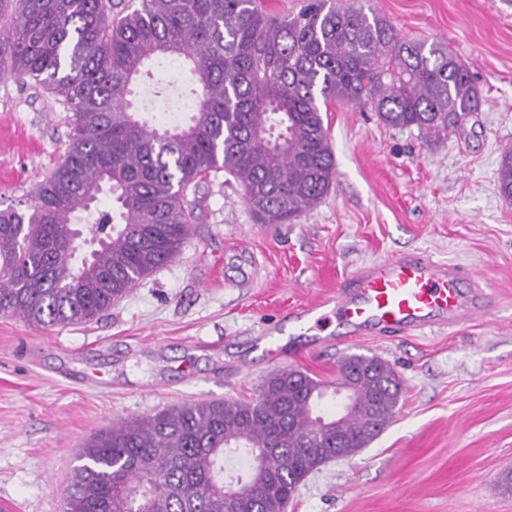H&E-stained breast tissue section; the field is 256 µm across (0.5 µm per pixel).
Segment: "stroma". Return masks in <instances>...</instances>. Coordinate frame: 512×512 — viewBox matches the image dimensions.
I'll use <instances>...</instances> for the list:
<instances>
[{"label":"stroma","mask_w":512,"mask_h":512,"mask_svg":"<svg viewBox=\"0 0 512 512\" xmlns=\"http://www.w3.org/2000/svg\"><path fill=\"white\" fill-rule=\"evenodd\" d=\"M410 39L447 44L485 103L447 139L336 105L328 194L293 224L259 223L238 183L189 188L181 253L99 320L37 327L0 315V512H61L82 443L113 421L182 403L252 397L284 367L333 381L346 355H375L403 390L382 434L312 472L287 512H512V203L497 188L512 149V0H341ZM71 128L56 97L0 78V208L31 200ZM419 251L462 266L481 314L404 336L316 343L290 319L362 266ZM278 322L294 351L260 342Z\"/></svg>","instance_id":"35a3bbf8"}]
</instances>
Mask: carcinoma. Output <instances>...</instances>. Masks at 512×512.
<instances>
[{
    "mask_svg": "<svg viewBox=\"0 0 512 512\" xmlns=\"http://www.w3.org/2000/svg\"><path fill=\"white\" fill-rule=\"evenodd\" d=\"M188 67L198 101L186 122L161 123L134 98H183L152 70ZM30 80L71 112L61 162L32 202L0 210V315L37 326L94 320L181 252L193 218L187 190L222 171L263 224H292L336 179L322 112L370 108L386 126L440 139L480 110L469 68L443 44L404 37L385 18L336 0L276 15L257 0H0V78ZM512 203V149L497 170ZM116 209L98 208L103 191ZM85 217H79L80 213ZM98 248L70 245L77 230ZM357 368L342 429L365 448L395 413L401 383L375 356ZM329 383L285 368L250 399L186 403L130 416L83 446L62 512H285L300 483L336 457L308 400ZM247 459L224 479L225 457Z\"/></svg>",
    "mask_w": 512,
    "mask_h": 512,
    "instance_id": "1",
    "label": "carcinoma"
}]
</instances>
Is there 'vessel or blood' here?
<instances>
[{"label":"vessel or blood","instance_id":"1","mask_svg":"<svg viewBox=\"0 0 512 512\" xmlns=\"http://www.w3.org/2000/svg\"><path fill=\"white\" fill-rule=\"evenodd\" d=\"M463 270L423 253H408L361 269L328 306L355 333L376 329L402 335L433 324L460 325L476 315L477 298L458 289Z\"/></svg>","mask_w":512,"mask_h":512}]
</instances>
